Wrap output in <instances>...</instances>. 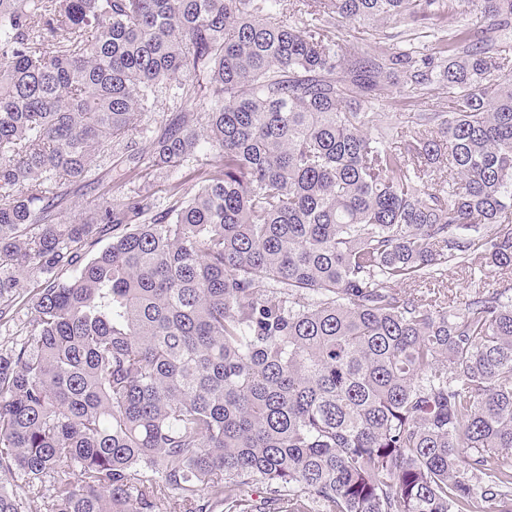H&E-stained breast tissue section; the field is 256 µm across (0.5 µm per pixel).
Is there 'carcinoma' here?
<instances>
[{"mask_svg":"<svg viewBox=\"0 0 512 512\" xmlns=\"http://www.w3.org/2000/svg\"><path fill=\"white\" fill-rule=\"evenodd\" d=\"M299 2L0 0V512H512V0ZM173 86L204 122L141 128ZM114 144L191 186L111 199ZM432 23H435V21L421 20L415 25L407 26L406 23L388 21L379 25L376 29L362 24L350 23L343 28L342 36L350 43H354L363 49L369 50L375 46V41H382L380 44L386 46H388V44H398L399 41L407 39V35L411 32L415 33L412 37H418L415 40L417 46L421 48L424 47L425 50V48L431 46L432 37L429 35L432 34ZM409 28L411 30L407 31ZM401 85L390 86L381 92L379 98L378 107L382 112L387 113L389 121L393 124H399L401 127L408 125L406 117L410 112H417L416 109H424V103H421L418 107L405 106L404 98L400 93ZM480 275L481 274L476 272L474 276L473 271L471 274L470 270H464L457 266H449L448 271L446 272L444 284L447 282L448 288L453 289L454 294L457 292V296L460 297V299H466L467 295L472 294L475 291L474 284L476 285L479 283L477 279Z\"/></svg>","mask_w":512,"mask_h":512,"instance_id":"cac0c4a2","label":"carcinoma"}]
</instances>
